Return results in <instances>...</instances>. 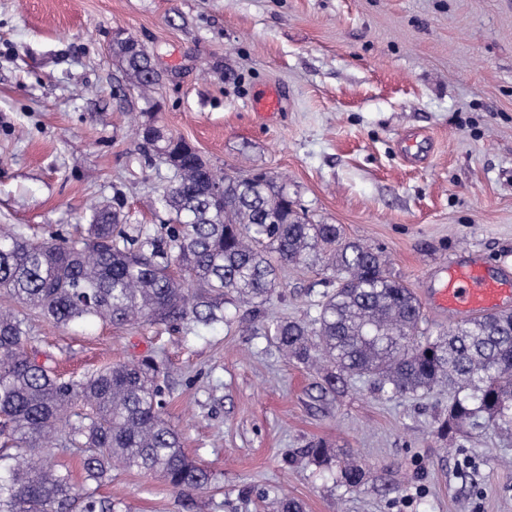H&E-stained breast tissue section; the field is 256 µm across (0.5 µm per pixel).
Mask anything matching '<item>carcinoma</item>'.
<instances>
[{
  "mask_svg": "<svg viewBox=\"0 0 512 512\" xmlns=\"http://www.w3.org/2000/svg\"><path fill=\"white\" fill-rule=\"evenodd\" d=\"M113 52L142 93L160 75L151 53ZM148 159L166 164L178 182L160 204L167 238L132 239L127 215L95 207L87 235L58 242L21 229L0 228V295L67 326L81 319L115 325L174 320L210 323L226 306L256 307L279 287V270L326 253L334 289L315 304L308 322L277 321L270 333L289 357L325 373L334 392L346 377H366L390 397L445 385L448 418L441 430L466 424L512 427V314L456 322L436 337L420 335L421 305L387 269L382 252L346 241L335 224H314L288 200L286 187L265 173L219 172L199 151L135 114ZM32 317L0 308V433L17 448L0 451V512H72L86 486L112 478V464L152 471L181 492L202 491L210 474L183 451L162 415L159 364L119 363L90 376L59 381L27 350ZM89 405L77 423L65 413ZM88 448L84 485L51 461L59 445ZM346 463L336 482L361 483Z\"/></svg>",
  "mask_w": 512,
  "mask_h": 512,
  "instance_id": "cac0c4a2",
  "label": "carcinoma"
}]
</instances>
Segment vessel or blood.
I'll return each mask as SVG.
<instances>
[{"label":"vessel or blood","instance_id":"1","mask_svg":"<svg viewBox=\"0 0 512 512\" xmlns=\"http://www.w3.org/2000/svg\"><path fill=\"white\" fill-rule=\"evenodd\" d=\"M512 295V281L489 275L476 262L457 264L448 270V280L436 291L437 307L474 318L511 308L506 298Z\"/></svg>","mask_w":512,"mask_h":512}]
</instances>
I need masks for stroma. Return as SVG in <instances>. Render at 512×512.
Masks as SVG:
<instances>
[{"instance_id":"stroma-1","label":"stroma","mask_w":512,"mask_h":512,"mask_svg":"<svg viewBox=\"0 0 512 512\" xmlns=\"http://www.w3.org/2000/svg\"><path fill=\"white\" fill-rule=\"evenodd\" d=\"M142 42L162 81L143 99L112 56ZM276 91L282 108L254 112ZM156 113L215 168L265 173L316 224L390 258L422 329L447 330L433 295L450 264L512 274V0H0V227L68 238L95 205H121L129 235L161 238L171 175L129 130ZM328 273L285 266L252 319L62 327L28 344L62 379L117 362L162 363L164 416L211 475L178 492L113 467L94 488L114 512H512V430L440 435L448 393L389 399L371 380L330 392L283 355L267 323L307 319ZM354 458L361 484L309 445Z\"/></svg>"}]
</instances>
